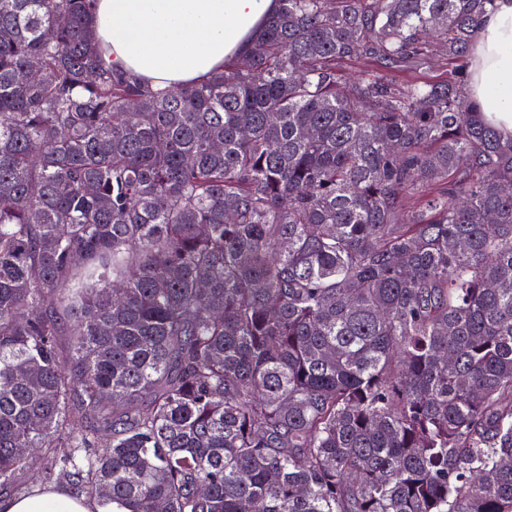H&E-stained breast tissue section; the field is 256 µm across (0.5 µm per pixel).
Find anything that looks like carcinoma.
Returning <instances> with one entry per match:
<instances>
[{
  "mask_svg": "<svg viewBox=\"0 0 512 512\" xmlns=\"http://www.w3.org/2000/svg\"><path fill=\"white\" fill-rule=\"evenodd\" d=\"M93 5L0 0V491L512 512V136L469 71L496 0H279L165 90L105 65Z\"/></svg>",
  "mask_w": 512,
  "mask_h": 512,
  "instance_id": "1",
  "label": "carcinoma"
}]
</instances>
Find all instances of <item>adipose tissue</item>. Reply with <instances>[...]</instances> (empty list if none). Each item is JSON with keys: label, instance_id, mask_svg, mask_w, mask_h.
<instances>
[{"label": "adipose tissue", "instance_id": "adipose-tissue-1", "mask_svg": "<svg viewBox=\"0 0 512 512\" xmlns=\"http://www.w3.org/2000/svg\"><path fill=\"white\" fill-rule=\"evenodd\" d=\"M278 0H95L104 60L141 81L178 87L206 80L242 55ZM471 98L485 119L512 135V0H498L474 45ZM0 512H98L95 500L49 487L0 498Z\"/></svg>", "mask_w": 512, "mask_h": 512}]
</instances>
